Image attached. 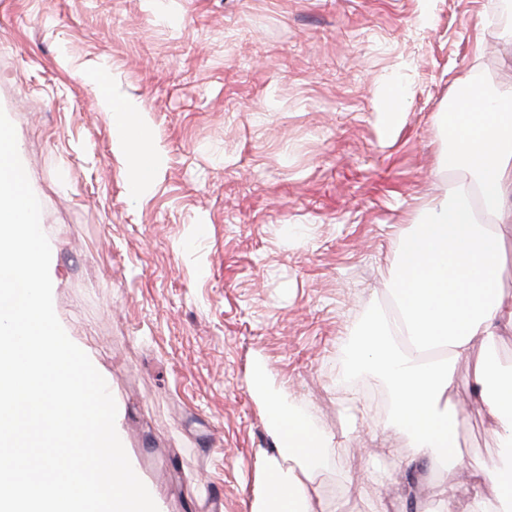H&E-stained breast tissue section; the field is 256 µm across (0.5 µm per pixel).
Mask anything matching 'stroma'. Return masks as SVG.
Here are the masks:
<instances>
[{
	"label": "stroma",
	"instance_id": "35a3bbf8",
	"mask_svg": "<svg viewBox=\"0 0 512 512\" xmlns=\"http://www.w3.org/2000/svg\"><path fill=\"white\" fill-rule=\"evenodd\" d=\"M500 0H0V109L41 205L55 314L113 395L125 449L163 512H248L271 447L249 389L336 443L346 512H463L497 455L455 368L461 466L432 468L365 404L343 407L351 333L388 309L393 245L452 174L439 113L512 83ZM161 150L128 189L97 81ZM402 95L389 122L384 102Z\"/></svg>",
	"mask_w": 512,
	"mask_h": 512
}]
</instances>
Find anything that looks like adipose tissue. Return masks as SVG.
<instances>
[{
  "label": "adipose tissue",
  "mask_w": 512,
  "mask_h": 512,
  "mask_svg": "<svg viewBox=\"0 0 512 512\" xmlns=\"http://www.w3.org/2000/svg\"><path fill=\"white\" fill-rule=\"evenodd\" d=\"M111 111L119 144L132 155L129 191L138 196L156 179L158 157L137 105L98 95ZM452 147L439 167L460 171L421 203L417 219L395 240L386 286L391 311H373L351 357L363 374L385 382L387 426L407 434L432 466L459 468L460 411L451 399L457 361H474L483 409L496 424L498 455L477 479L491 494L475 495L465 512H512V366L496 360L502 331L512 330V298L501 287L502 224L512 217V85L466 105ZM250 389L267 413L273 447L261 452L250 512H336L318 476L336 456L334 442L298 409L272 397L266 367L256 362Z\"/></svg>",
  "instance_id": "1"
}]
</instances>
